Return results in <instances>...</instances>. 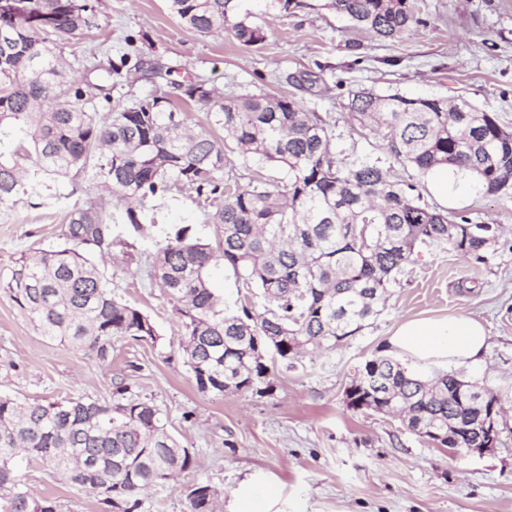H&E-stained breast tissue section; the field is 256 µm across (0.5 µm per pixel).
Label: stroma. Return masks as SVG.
<instances>
[{
	"mask_svg": "<svg viewBox=\"0 0 512 512\" xmlns=\"http://www.w3.org/2000/svg\"><path fill=\"white\" fill-rule=\"evenodd\" d=\"M415 20L398 38L359 29L336 14L330 0H293L289 10L269 0H240L267 40L246 47L231 35L188 30L168 0H99L98 29L70 38L62 55L75 77L128 56L107 86L113 105L129 106L152 92L172 93L165 81L138 79L145 62L174 67L175 80H204L224 97L269 95L302 101L326 123L343 168L363 162L391 170L413 184L432 210L473 224L499 227L488 263L426 246L392 288L383 311L355 336L305 355L291 369L271 371L274 390L259 396L198 391L180 348L181 323L149 276L164 230L190 225L214 245L212 207L195 193H172L148 204L145 236L115 212L113 233L128 256L98 266L112 292L148 315L156 341L113 342L112 361L49 341L8 293L0 291V393L23 400L109 398L125 379L154 401L168 427L190 449L195 465L168 484L143 493L142 512H187L189 487L199 480L218 489L221 512H232L234 491L250 478L272 483L279 512H512V438L481 456H453L409 432L401 420L348 408L345 389L368 360L388 356L387 337L416 315L464 314L482 319L492 345L480 362L457 368L464 380L512 390V191L489 195L469 173L448 177V199L427 187L428 177L400 162L381 135L360 127L348 94L418 98L463 96L495 113L512 129V0H412ZM133 43H126V36ZM66 198L19 196L0 204V270L35 249L63 246L67 215L95 198L96 182L83 173ZM24 480L63 512H103L99 496L39 462L22 465Z\"/></svg>",
	"mask_w": 512,
	"mask_h": 512,
	"instance_id": "stroma-1",
	"label": "stroma"
}]
</instances>
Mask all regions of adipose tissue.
Instances as JSON below:
<instances>
[{
  "instance_id": "adipose-tissue-1",
  "label": "adipose tissue",
  "mask_w": 512,
  "mask_h": 512,
  "mask_svg": "<svg viewBox=\"0 0 512 512\" xmlns=\"http://www.w3.org/2000/svg\"><path fill=\"white\" fill-rule=\"evenodd\" d=\"M387 344L423 364L463 366L481 357L490 337L479 320L467 315L412 317L393 330Z\"/></svg>"
}]
</instances>
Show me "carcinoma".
Masks as SVG:
<instances>
[{"label": "carcinoma", "instance_id": "obj_1", "mask_svg": "<svg viewBox=\"0 0 512 512\" xmlns=\"http://www.w3.org/2000/svg\"><path fill=\"white\" fill-rule=\"evenodd\" d=\"M0 0V203L42 196L91 169L98 197L68 213L61 248L42 249L0 270V289L41 336L112 361V339L154 342L149 317L112 293L92 256L114 255L112 200L142 228V209L172 190L210 202L213 249L183 226L157 243L151 277L180 320L184 363L202 392L269 394L265 355L293 367L307 349L328 350L376 316L421 245L486 264L497 228L460 224L429 209L415 186L362 162L338 165L325 122L298 101L268 95L226 99L200 82L176 83L180 97L206 103L224 139L188 126L171 100L153 96L112 112L87 107L91 83L69 76L51 45L98 27L94 0ZM336 12L383 37L413 21L410 0H331ZM171 11L202 34L230 32L245 46L267 38L237 0H170ZM361 127L378 131L389 151L422 173L448 166L471 173L490 195L512 188V134L469 99L351 94ZM19 133L33 169L7 139ZM245 161L279 168L278 179L245 187L224 180L226 148ZM223 261L264 311L230 309L210 287L208 267ZM348 407L402 417L407 430L461 455L500 433L509 391L454 374L421 380L400 362L375 358L346 388ZM166 414L120 380L110 398L28 402L0 395V512H61L19 474L36 460L101 497L110 512H139L143 490L164 485L193 464L167 428ZM187 512H217L218 490L200 482Z\"/></svg>", "mask_w": 512, "mask_h": 512}]
</instances>
